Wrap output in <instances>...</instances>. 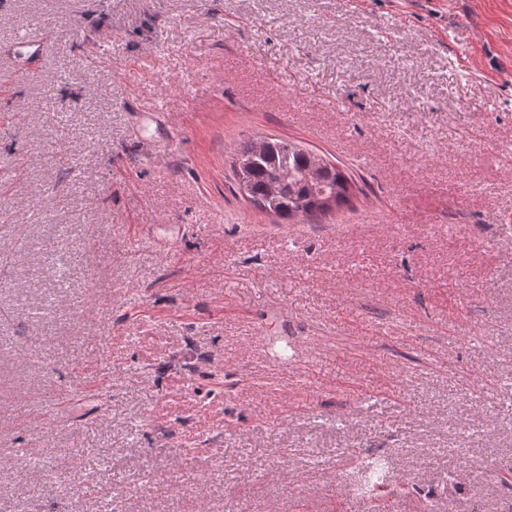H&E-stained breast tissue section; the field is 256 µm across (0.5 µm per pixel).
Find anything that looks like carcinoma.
<instances>
[{"label": "carcinoma", "instance_id": "cac0c4a2", "mask_svg": "<svg viewBox=\"0 0 512 512\" xmlns=\"http://www.w3.org/2000/svg\"><path fill=\"white\" fill-rule=\"evenodd\" d=\"M234 176L238 189L259 211L287 223L320 221L350 203L357 182L340 167L323 161L315 165V154L285 139L251 138L236 150ZM384 463L367 461L360 469L362 493L384 497L396 488L383 481Z\"/></svg>", "mask_w": 512, "mask_h": 512}]
</instances>
